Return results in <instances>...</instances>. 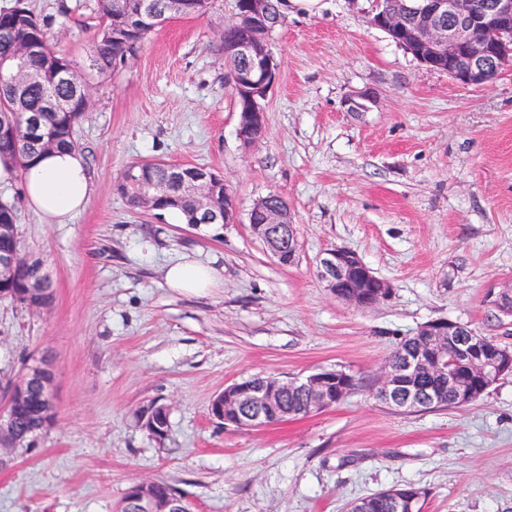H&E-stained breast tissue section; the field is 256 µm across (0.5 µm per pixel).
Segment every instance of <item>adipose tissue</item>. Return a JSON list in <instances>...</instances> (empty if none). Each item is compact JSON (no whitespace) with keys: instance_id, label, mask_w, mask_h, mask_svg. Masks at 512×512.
Instances as JSON below:
<instances>
[{"instance_id":"ef3b65f1","label":"adipose tissue","mask_w":512,"mask_h":512,"mask_svg":"<svg viewBox=\"0 0 512 512\" xmlns=\"http://www.w3.org/2000/svg\"><path fill=\"white\" fill-rule=\"evenodd\" d=\"M21 179L28 207L45 224H69L85 208L92 181L84 156L76 150L38 154L24 171H16L0 158V183ZM167 283L192 294L203 293L218 279L215 268L200 263L177 262L165 274Z\"/></svg>"}]
</instances>
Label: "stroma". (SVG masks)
I'll return each instance as SVG.
<instances>
[{
  "label": "stroma",
  "mask_w": 512,
  "mask_h": 512,
  "mask_svg": "<svg viewBox=\"0 0 512 512\" xmlns=\"http://www.w3.org/2000/svg\"><path fill=\"white\" fill-rule=\"evenodd\" d=\"M54 16L49 45L88 82L75 138L94 191L70 224H43L20 181L21 251L55 296L35 312L0 301V379L45 356L55 418L31 447L8 449L0 512H116L136 481L187 492L195 512H345L405 484L422 512H512V374L463 409L397 411L375 396L381 367L425 322L448 318L512 347V318L492 302L512 284V68L463 86L421 64L371 24L374 0L289 5L268 39L279 65L261 139L244 146L220 47L235 0L176 18L111 78L88 69L95 0H28ZM368 92L367 110L352 100ZM163 159L226 180L242 218L283 195L299 255L279 264L239 224L155 219L119 189L127 167ZM356 252L391 295L368 310L332 297L323 253ZM178 260L214 267L205 294L169 287ZM321 369L359 387L326 411L257 430L209 415L226 385ZM169 404L166 435L140 427Z\"/></svg>",
  "instance_id": "35a3bbf8"
}]
</instances>
